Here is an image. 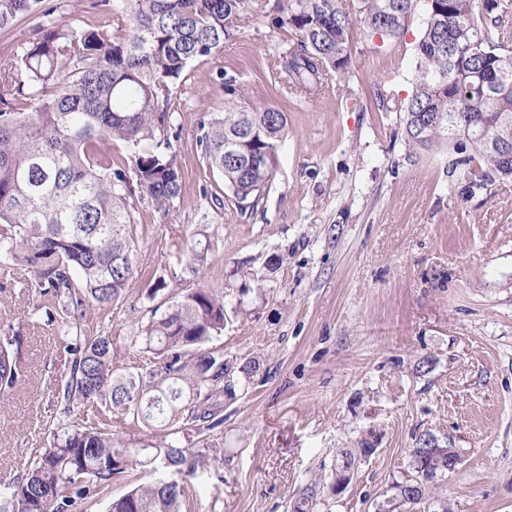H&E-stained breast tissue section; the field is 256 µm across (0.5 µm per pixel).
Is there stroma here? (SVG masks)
<instances>
[{
  "mask_svg": "<svg viewBox=\"0 0 512 512\" xmlns=\"http://www.w3.org/2000/svg\"><path fill=\"white\" fill-rule=\"evenodd\" d=\"M119 4L45 0V11L0 34V52H21L71 18L101 28ZM276 4L261 0L241 38L185 73L169 130L182 193L167 210L144 202L134 214L139 276L112 316L116 365L130 366L129 344L149 320L150 280L185 240H211L203 273L163 299L223 289L233 316L219 342L260 369L225 402L219 428L189 437L213 453L194 480L193 512H288L311 481L333 474L339 450L363 439L374 454L319 512H374L425 430L460 455L441 483L453 512H512V179L466 199L447 151L408 149L400 111L423 8L401 40L357 30L345 72L299 96L277 74L286 34L273 23ZM226 77L242 102L288 112L275 178L244 213L213 201L224 182L199 145L200 120L223 102ZM40 301L0 257V330L20 334L27 370L0 409V481L26 468L57 413L45 366L55 333L29 319Z\"/></svg>",
  "mask_w": 512,
  "mask_h": 512,
  "instance_id": "stroma-1",
  "label": "stroma"
}]
</instances>
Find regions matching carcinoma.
<instances>
[{
  "mask_svg": "<svg viewBox=\"0 0 512 512\" xmlns=\"http://www.w3.org/2000/svg\"><path fill=\"white\" fill-rule=\"evenodd\" d=\"M43 0H0V32ZM257 0H122L108 25L76 20L41 31L20 55L0 56V255L18 266L56 325L67 375L57 389L49 446L33 449L24 472L0 482V512H84L116 481L133 482L152 467L179 475L134 486L107 512H192L189 482L206 454L184 444L204 424L223 423L224 398L250 384L256 361H241L213 344L227 320L224 294L186 290L154 316L133 345L146 359L136 371L114 368L117 350L104 327L138 276L133 262L137 204L167 209L181 196L182 175L168 128L173 90L195 61L235 40ZM417 0H287L275 25L292 36L279 68L300 91L313 92L348 68L352 34L361 26L381 40L407 29ZM415 43L416 77L402 122L412 151L454 155L463 193L512 179V41L501 31L512 0H431ZM498 35H493V30ZM287 113L239 100L224 81V106L205 113L199 139L206 166L224 181L225 199L255 209L274 176ZM229 138L239 154H224ZM119 141L127 155L112 154ZM209 246L186 242L176 266L155 280L153 301L182 281L184 267L204 265ZM20 337L0 336V401L25 378ZM158 431L150 448H128L112 425ZM368 442L340 452L336 473H355L374 454ZM458 452L431 431L415 439L407 463L375 512H452L440 481ZM321 484L290 504L316 512Z\"/></svg>",
  "mask_w": 512,
  "mask_h": 512,
  "instance_id": "carcinoma-1",
  "label": "carcinoma"
}]
</instances>
